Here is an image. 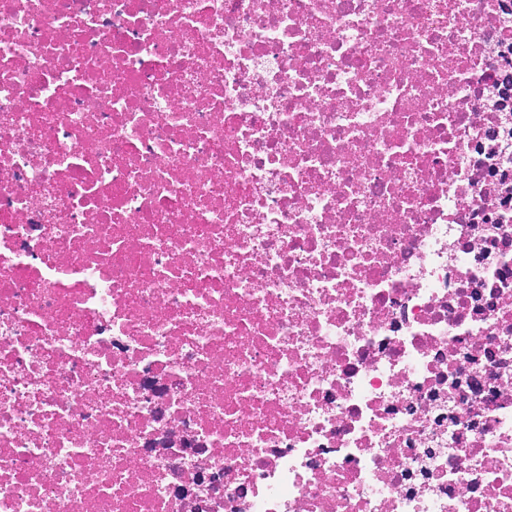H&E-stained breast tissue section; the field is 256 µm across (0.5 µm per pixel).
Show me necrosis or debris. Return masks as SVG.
Segmentation results:
<instances>
[{
  "label": "necrosis or debris",
  "mask_w": 512,
  "mask_h": 512,
  "mask_svg": "<svg viewBox=\"0 0 512 512\" xmlns=\"http://www.w3.org/2000/svg\"><path fill=\"white\" fill-rule=\"evenodd\" d=\"M0 512H512V0H0Z\"/></svg>",
  "instance_id": "1"
}]
</instances>
